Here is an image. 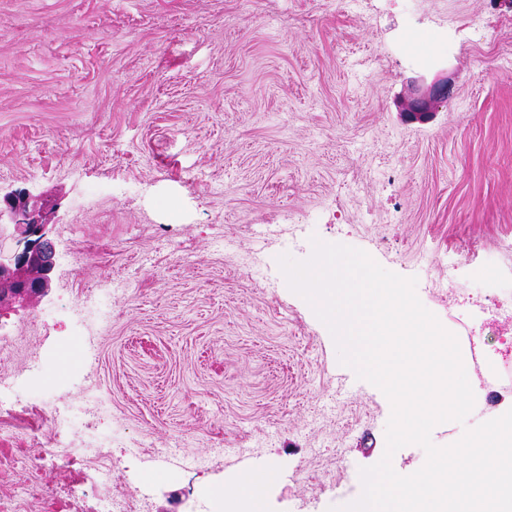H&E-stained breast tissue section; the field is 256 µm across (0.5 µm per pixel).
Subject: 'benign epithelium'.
Wrapping results in <instances>:
<instances>
[{
  "instance_id": "7a95c632",
  "label": "benign epithelium",
  "mask_w": 512,
  "mask_h": 512,
  "mask_svg": "<svg viewBox=\"0 0 512 512\" xmlns=\"http://www.w3.org/2000/svg\"><path fill=\"white\" fill-rule=\"evenodd\" d=\"M448 97V81L435 82L426 89H412L403 103L412 120L429 119L437 105ZM0 222L8 218L24 239L23 249L9 259H0V295L13 308H27L45 295L55 268V250L45 237L42 212L30 196L18 191L3 198Z\"/></svg>"
}]
</instances>
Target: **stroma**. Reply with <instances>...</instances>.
Returning <instances> with one entry per match:
<instances>
[{
	"mask_svg": "<svg viewBox=\"0 0 512 512\" xmlns=\"http://www.w3.org/2000/svg\"><path fill=\"white\" fill-rule=\"evenodd\" d=\"M420 78L448 82L424 122L401 108ZM20 190L56 266L28 310L0 308V496L95 512L105 465L136 512H216L272 468L268 512H329L382 458L391 406L277 259L314 236L361 249L486 367L512 360V319L477 303L486 259L512 270V0H0V193ZM89 289L108 313L90 330ZM90 377L106 414L82 410ZM49 403L101 463L42 464Z\"/></svg>",
	"mask_w": 512,
	"mask_h": 512,
	"instance_id": "1",
	"label": "stroma"
}]
</instances>
